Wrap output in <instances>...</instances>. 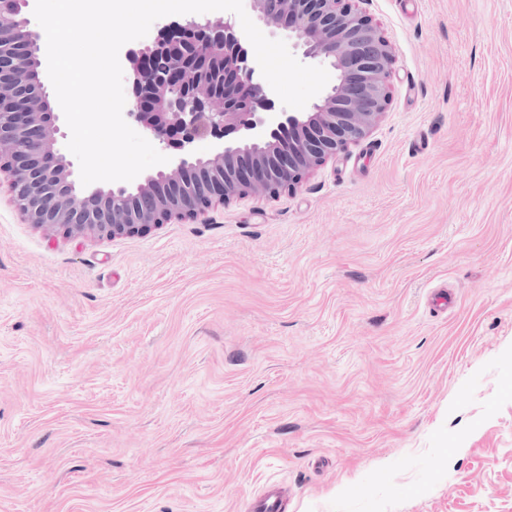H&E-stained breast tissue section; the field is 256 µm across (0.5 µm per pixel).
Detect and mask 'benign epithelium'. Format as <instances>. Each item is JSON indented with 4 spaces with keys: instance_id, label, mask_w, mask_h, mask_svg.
<instances>
[{
    "instance_id": "1",
    "label": "benign epithelium",
    "mask_w": 512,
    "mask_h": 512,
    "mask_svg": "<svg viewBox=\"0 0 512 512\" xmlns=\"http://www.w3.org/2000/svg\"><path fill=\"white\" fill-rule=\"evenodd\" d=\"M247 2L257 22L285 36L301 60L329 65L336 82L308 112L277 110L231 16L161 26L153 42L125 53L133 103L126 116L178 156L129 192L77 189L59 113L48 108L23 51L41 48L39 34L14 20L29 0H0V148L7 149L0 172L25 221L74 238L138 235L257 190L293 192L316 167L365 140L388 108L395 53L359 0ZM208 136L224 144L196 155L194 143Z\"/></svg>"
}]
</instances>
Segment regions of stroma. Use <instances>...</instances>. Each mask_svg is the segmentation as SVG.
<instances>
[{"label":"stroma","instance_id":"1","mask_svg":"<svg viewBox=\"0 0 512 512\" xmlns=\"http://www.w3.org/2000/svg\"><path fill=\"white\" fill-rule=\"evenodd\" d=\"M360 145L136 236L0 175V512H512V0H362ZM286 503L285 491L277 484L268 485L249 504L250 512H283Z\"/></svg>","mask_w":512,"mask_h":512}]
</instances>
